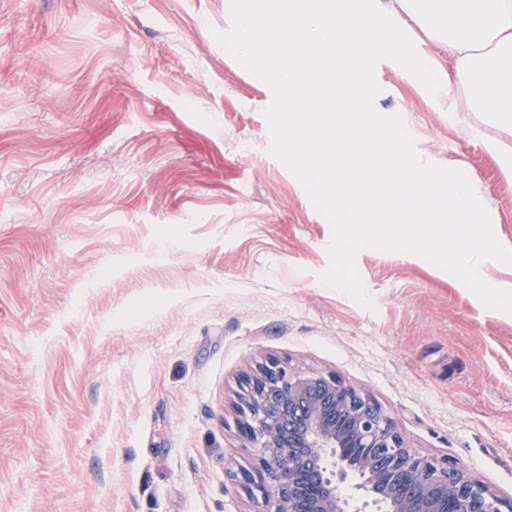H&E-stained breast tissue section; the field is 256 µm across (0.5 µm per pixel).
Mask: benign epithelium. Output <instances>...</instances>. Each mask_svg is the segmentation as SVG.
<instances>
[{
  "instance_id": "benign-epithelium-1",
  "label": "benign epithelium",
  "mask_w": 512,
  "mask_h": 512,
  "mask_svg": "<svg viewBox=\"0 0 512 512\" xmlns=\"http://www.w3.org/2000/svg\"><path fill=\"white\" fill-rule=\"evenodd\" d=\"M235 412L256 448L237 479L257 512H361L350 477L379 512H512L448 459L409 448L386 411L332 372L268 356L243 377Z\"/></svg>"
}]
</instances>
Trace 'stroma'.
<instances>
[{"mask_svg":"<svg viewBox=\"0 0 512 512\" xmlns=\"http://www.w3.org/2000/svg\"><path fill=\"white\" fill-rule=\"evenodd\" d=\"M232 0H0V512H254L238 381L263 357L333 372L420 454L512 500V313L411 254L332 232L269 152V85L216 35ZM375 109L482 185L512 181L394 61Z\"/></svg>","mask_w":512,"mask_h":512,"instance_id":"1","label":"stroma"}]
</instances>
